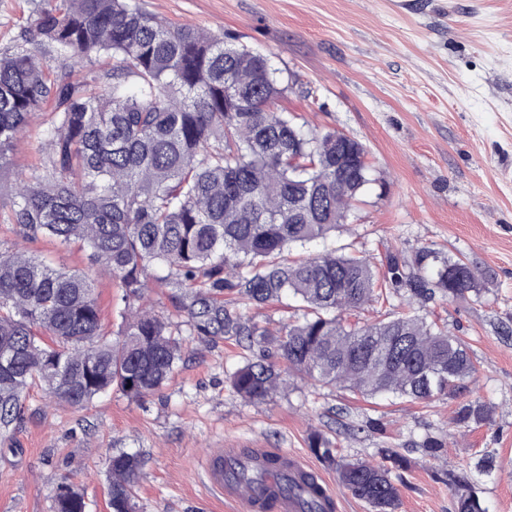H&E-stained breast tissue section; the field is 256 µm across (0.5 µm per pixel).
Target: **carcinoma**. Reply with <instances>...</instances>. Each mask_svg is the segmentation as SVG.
I'll return each mask as SVG.
<instances>
[{
	"mask_svg": "<svg viewBox=\"0 0 512 512\" xmlns=\"http://www.w3.org/2000/svg\"><path fill=\"white\" fill-rule=\"evenodd\" d=\"M56 62L50 66L44 57ZM287 91L268 56L228 37L167 24L137 0H40L21 41L0 52V172L37 112L49 114L38 162L17 171L7 220L24 241L74 243L109 277L124 304L105 331L94 278L0 242V436L40 386L82 409L116 389L132 399L161 390L181 359V326L196 336L274 347L282 360H248L229 374L234 392L264 403L294 375L324 388L411 403L452 398L475 374L465 340L428 320L436 300L479 293L473 264L423 247L376 263L326 242L375 182L366 146L329 129L307 130L279 102ZM171 291L182 320L146 305L152 283ZM383 296L399 310L363 325L343 314ZM289 299L300 314L280 336L250 310ZM490 403H459L455 424L479 427ZM436 456L441 432L409 441ZM311 448L336 465L343 487L371 512H396L391 469L406 457L381 448L392 467L336 459L320 432ZM139 456L108 464L111 512H137ZM456 512H486L468 479L443 473ZM282 471V491L302 512H333ZM57 512H86L69 484Z\"/></svg>",
	"mask_w": 512,
	"mask_h": 512,
	"instance_id": "obj_1",
	"label": "carcinoma"
}]
</instances>
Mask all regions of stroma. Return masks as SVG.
Here are the masks:
<instances>
[{"instance_id": "obj_1", "label": "stroma", "mask_w": 512, "mask_h": 512, "mask_svg": "<svg viewBox=\"0 0 512 512\" xmlns=\"http://www.w3.org/2000/svg\"><path fill=\"white\" fill-rule=\"evenodd\" d=\"M164 21L228 35L267 54L291 89L281 104L311 129L367 147L377 184L355 203L336 243L383 257L429 246L465 256L487 279L480 299L438 303L430 316L469 345L476 379L458 398L416 404L365 399L295 379L263 404L245 402L227 372L241 355L223 339L187 336L173 381L140 401L113 391L75 410L32 389L0 444V512H55L68 480L88 512H110L108 462L138 455V512H241L204 483L222 448L296 453L331 489L335 512H369L309 446L320 431L346 459L403 447L398 512H456L441 470L466 472L487 512H512V0H137ZM37 0H0V47L29 25ZM494 412L451 425L458 404ZM374 431L352 432L364 420ZM448 433L438 458L408 447ZM493 414L490 403L473 399L459 403L455 411V424L465 427H479L487 424Z\"/></svg>"}]
</instances>
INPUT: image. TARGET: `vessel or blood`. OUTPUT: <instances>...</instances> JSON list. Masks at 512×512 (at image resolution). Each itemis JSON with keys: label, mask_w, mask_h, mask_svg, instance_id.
<instances>
[{"label": "vessel or blood", "mask_w": 512, "mask_h": 512, "mask_svg": "<svg viewBox=\"0 0 512 512\" xmlns=\"http://www.w3.org/2000/svg\"><path fill=\"white\" fill-rule=\"evenodd\" d=\"M238 456L237 449L228 448L207 461L206 476L210 487L217 494L241 502L245 512H300L298 503L278 494L276 487H269L265 498L261 499L256 494L227 481L224 467Z\"/></svg>", "instance_id": "obj_1"}]
</instances>
